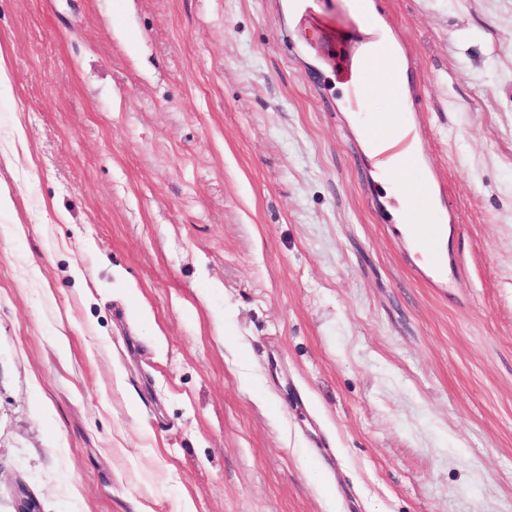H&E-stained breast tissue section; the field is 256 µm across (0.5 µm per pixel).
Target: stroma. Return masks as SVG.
<instances>
[{
	"mask_svg": "<svg viewBox=\"0 0 512 512\" xmlns=\"http://www.w3.org/2000/svg\"><path fill=\"white\" fill-rule=\"evenodd\" d=\"M453 304L285 0H0V512H512V0H378ZM398 237L412 240L417 249L429 260L423 268H417L420 277L430 288H457L461 274V262L454 253L448 252L450 238L459 237L462 224H389Z\"/></svg>",
	"mask_w": 512,
	"mask_h": 512,
	"instance_id": "stroma-1",
	"label": "stroma"
}]
</instances>
